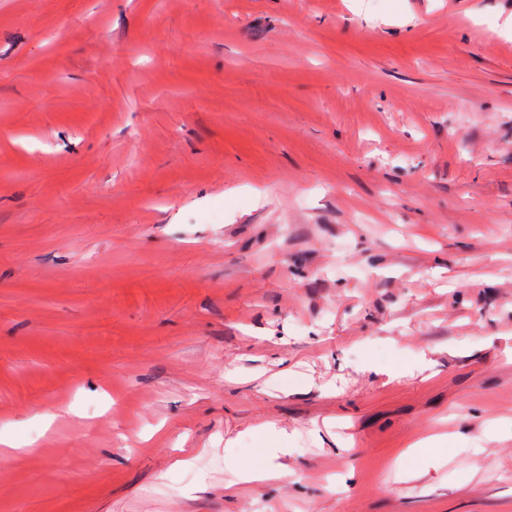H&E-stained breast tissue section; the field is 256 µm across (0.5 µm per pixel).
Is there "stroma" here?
Instances as JSON below:
<instances>
[{"mask_svg":"<svg viewBox=\"0 0 512 512\" xmlns=\"http://www.w3.org/2000/svg\"><path fill=\"white\" fill-rule=\"evenodd\" d=\"M0 435V512H512V0H0Z\"/></svg>","mask_w":512,"mask_h":512,"instance_id":"stroma-1","label":"stroma"}]
</instances>
